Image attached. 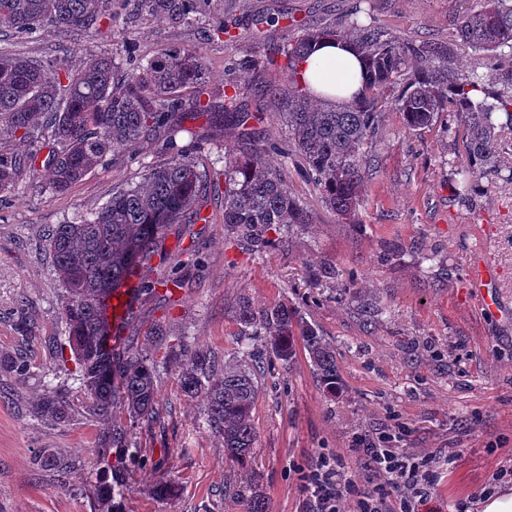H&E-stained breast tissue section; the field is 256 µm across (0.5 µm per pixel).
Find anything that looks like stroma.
<instances>
[{
  "mask_svg": "<svg viewBox=\"0 0 512 512\" xmlns=\"http://www.w3.org/2000/svg\"><path fill=\"white\" fill-rule=\"evenodd\" d=\"M479 0H206L209 23L234 9L237 38L208 42L196 28L162 20L132 23L113 10L101 34L68 41L71 67L93 55L125 56L128 45L150 56L164 45H196L208 87H223L232 61L260 45L280 44L304 29L353 18L402 38L447 41L460 16ZM276 28L257 25L261 15ZM454 119L411 130L400 112L385 114L352 224L323 207L302 160L283 161L288 183L312 211L310 229L261 256L231 248L222 219L200 240L206 264L171 303L134 304L141 352H175L161 376V418L140 425L135 440L144 461L129 474L132 491L112 512H241L240 496L258 482L268 512H303L297 466L318 453L341 455L360 484L370 474L352 445L361 435L402 432L403 447L450 455L429 502L430 512H457L460 503L512 470V317L491 316L468 286L467 261L483 250L501 270L497 290L512 309V181L482 179L472 207L453 197L460 156ZM148 143L90 172L62 194L32 192L28 181L0 192V357L29 360L23 380L0 375L12 398L0 402V512H96L102 478L98 451L111 448L102 423L84 411L86 392L74 360H61L65 332L60 286L42 247L55 224L94 211L117 186L140 181L161 163ZM255 308L287 302L336 348L339 390L327 395L304 350L291 368L273 354L267 336H243L235 318L240 297ZM36 318L31 337L13 326L18 299ZM163 336L148 335L153 324ZM204 347L219 359L258 362L259 393L252 412L257 447L246 467L224 456L206 423L202 398L181 390L180 362ZM64 393L75 410L54 425L34 416L37 399ZM64 469L35 471L37 451ZM169 482L168 496L156 495Z\"/></svg>",
  "mask_w": 512,
  "mask_h": 512,
  "instance_id": "35a3bbf8",
  "label": "stroma"
}]
</instances>
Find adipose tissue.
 I'll return each instance as SVG.
<instances>
[{
    "mask_svg": "<svg viewBox=\"0 0 512 512\" xmlns=\"http://www.w3.org/2000/svg\"><path fill=\"white\" fill-rule=\"evenodd\" d=\"M297 79L310 93L340 105L359 99L365 89L361 56L347 43L334 39L315 45L299 64Z\"/></svg>",
    "mask_w": 512,
    "mask_h": 512,
    "instance_id": "adipose-tissue-1",
    "label": "adipose tissue"
}]
</instances>
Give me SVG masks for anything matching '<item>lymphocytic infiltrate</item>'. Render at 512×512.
Instances as JSON below:
<instances>
[{
    "instance_id": "obj_1",
    "label": "lymphocytic infiltrate",
    "mask_w": 512,
    "mask_h": 512,
    "mask_svg": "<svg viewBox=\"0 0 512 512\" xmlns=\"http://www.w3.org/2000/svg\"><path fill=\"white\" fill-rule=\"evenodd\" d=\"M365 467L372 475L363 487L346 471L340 455H319L300 468L306 494L305 512H418L432 494L440 462L436 456L411 448H395L387 435L378 440L358 438Z\"/></svg>"
}]
</instances>
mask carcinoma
<instances>
[{
    "label": "carcinoma",
    "mask_w": 512,
    "mask_h": 512,
    "mask_svg": "<svg viewBox=\"0 0 512 512\" xmlns=\"http://www.w3.org/2000/svg\"><path fill=\"white\" fill-rule=\"evenodd\" d=\"M203 2L117 0L132 17H160L176 26L194 25ZM483 2L482 8L458 19L455 39L446 46L401 39L354 20L349 32L333 26L308 28L297 40L238 63L243 71L258 66L282 73L285 83L256 86L252 92L277 105L288 125L289 152L300 155L322 204L338 218L354 222L372 161L370 148L388 107L402 113L410 130L432 125L445 112L457 118L462 163L452 186L464 206L472 204L479 180L499 170L501 157L512 151V142L501 137L502 130H512V93L489 90L496 79L512 87V71L498 68L502 50L512 53V0ZM110 3L0 0V37L7 31L19 38L46 26L61 34L96 33L112 21ZM235 29L237 18L228 14L204 29L202 38L231 39ZM343 37L364 59L366 91L343 107L319 103L299 87L297 67L314 43ZM459 45L483 53L487 73L457 72L453 60ZM240 96L237 81L227 82L222 111H215L203 58L196 48L182 44L167 46L128 72L104 55L90 56L72 69L63 57L34 60L0 53L1 191L28 175L35 192L64 193L112 157L144 142L158 143L166 156L165 162L149 166L141 181L113 190L97 210L44 234L45 252L63 289L60 316L66 341L59 349L70 347L90 415L110 425L112 441L126 447L131 460L137 454L133 430L158 419V374L150 356L121 355L130 338L107 334L112 297L128 285L135 297L171 299L184 287L187 274L204 268V257L192 244L175 255L169 252L166 241L173 226L189 235L194 225L213 221L211 171L194 144L179 142L177 135L196 138L198 130L214 127L219 119L243 127L236 152L224 156L220 172L224 224L232 245L250 254L267 253L313 224L311 210L295 198L281 172L282 152L246 127L262 117L243 109ZM7 141L24 143L28 150L9 149ZM155 257L161 264L173 263L168 275H145ZM236 320L243 336L264 331L285 366L293 363L296 342H301L323 390L336 396V348L296 307L282 303L257 311L244 298ZM181 388L190 397H204L207 426L221 437L224 453L234 463L247 464L257 442L252 412L259 383L253 370L226 362L217 377L211 353L198 349L181 367ZM118 405L126 408L128 422L114 418ZM34 411L61 425L70 420L73 408L66 397L56 395L37 400ZM128 491L127 475L120 472L98 502L105 506ZM242 512H267L258 485L242 498Z\"/></svg>",
    "instance_id": "cac0c4a2"
}]
</instances>
